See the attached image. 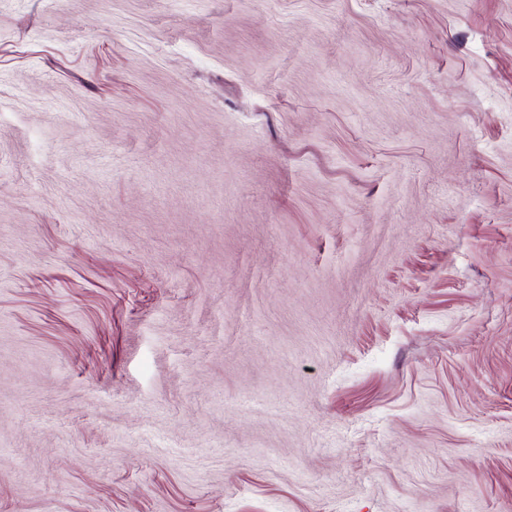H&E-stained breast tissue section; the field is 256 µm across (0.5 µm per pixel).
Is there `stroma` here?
Instances as JSON below:
<instances>
[{"label":"stroma","instance_id":"35a3bbf8","mask_svg":"<svg viewBox=\"0 0 512 512\" xmlns=\"http://www.w3.org/2000/svg\"><path fill=\"white\" fill-rule=\"evenodd\" d=\"M0 512H512V0H0Z\"/></svg>","mask_w":512,"mask_h":512}]
</instances>
